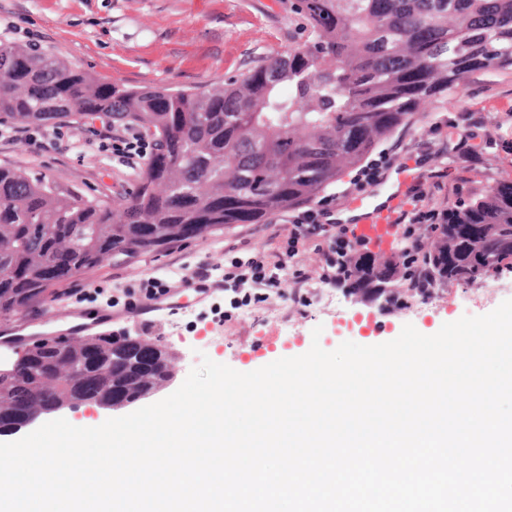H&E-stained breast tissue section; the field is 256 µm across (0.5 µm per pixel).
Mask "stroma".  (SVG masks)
Returning a JSON list of instances; mask_svg holds the SVG:
<instances>
[{
    "instance_id": "stroma-1",
    "label": "stroma",
    "mask_w": 512,
    "mask_h": 512,
    "mask_svg": "<svg viewBox=\"0 0 512 512\" xmlns=\"http://www.w3.org/2000/svg\"><path fill=\"white\" fill-rule=\"evenodd\" d=\"M290 0H0V41L49 50L104 82L204 89L239 76L259 58L277 56L306 37L305 22L289 13ZM101 121L82 128L49 124L50 146L37 149L26 129L9 126L0 139V165L21 166L45 175L61 187L88 198H112L131 191L137 171L100 146ZM385 165L364 191L350 190L346 172L329 190L335 196L328 220L370 209L378 197L400 186L403 166L423 183L408 208L441 211L458 199L484 192L499 179H512V70L479 69L461 89L428 104L408 125L380 145ZM288 215L277 213L265 224H233L205 237L170 245L161 252L115 258L71 282L50 289L42 306L0 316V332L14 330L64 336L56 320L61 308L93 312L110 305L116 290L136 288L143 279L166 277L181 284L198 262L221 267L233 257L251 254L282 259L283 296L232 308V292L174 295L175 305L146 317L112 322V331L142 336L173 350L172 379L159 390L118 409L87 405L62 410L72 423H98L155 403L173 393L202 357L250 372L279 358L306 353L312 343L334 350L344 341L375 345L396 339L405 324L435 334L443 323L465 315H484L512 299V269L472 286L436 284L429 293L402 285L391 301L374 302L327 286L337 311H329L313 282L322 256L307 243L300 256L308 279L294 283L286 258ZM151 321L143 330V321ZM320 338H313L314 328Z\"/></svg>"
}]
</instances>
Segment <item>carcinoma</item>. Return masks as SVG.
<instances>
[{"mask_svg":"<svg viewBox=\"0 0 512 512\" xmlns=\"http://www.w3.org/2000/svg\"><path fill=\"white\" fill-rule=\"evenodd\" d=\"M307 39L203 90L103 82L56 53L0 42V124L121 122L156 151L135 189L90 199L0 166V314L124 256L263 224L304 205L478 69H512V0H295ZM435 282L512 267V181L440 213L425 251ZM404 257L359 255L343 287L393 292ZM173 354L110 332L52 339L0 373V434L49 407L133 402L171 376Z\"/></svg>","mask_w":512,"mask_h":512,"instance_id":"cac0c4a2","label":"carcinoma"}]
</instances>
